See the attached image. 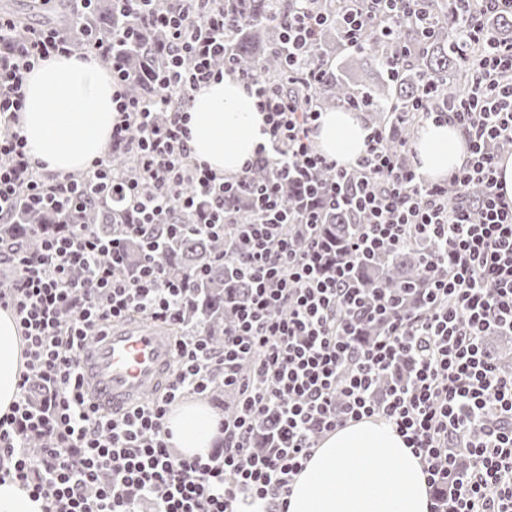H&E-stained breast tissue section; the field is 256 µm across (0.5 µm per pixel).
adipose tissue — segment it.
Listing matches in <instances>:
<instances>
[{"mask_svg": "<svg viewBox=\"0 0 512 512\" xmlns=\"http://www.w3.org/2000/svg\"><path fill=\"white\" fill-rule=\"evenodd\" d=\"M112 79L96 60L53 57L29 74L22 134L29 154L49 171L87 169L112 137ZM187 126L200 161L224 175L242 171L265 136L264 114L238 76L228 73L193 94ZM367 128L356 113H323L314 138L321 152L349 166L363 154ZM420 171L439 181L467 157L461 131L428 122L413 144ZM26 359L18 323L0 310V415L17 400ZM172 442L186 456L207 455L216 419L201 400L174 406L166 418ZM288 512H430V491L420 458L385 419L348 422L326 434L295 477Z\"/></svg>", "mask_w": 512, "mask_h": 512, "instance_id": "obj_1", "label": "adipose tissue"}]
</instances>
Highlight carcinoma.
<instances>
[{"label": "carcinoma", "instance_id": "cac0c4a2", "mask_svg": "<svg viewBox=\"0 0 512 512\" xmlns=\"http://www.w3.org/2000/svg\"><path fill=\"white\" fill-rule=\"evenodd\" d=\"M350 0H320L318 8L327 22L310 46L314 54H330L336 46H346L336 28ZM424 14L400 17L389 10L381 24L392 30L390 38L363 37L362 45L353 50L350 67L362 66L377 72L381 81L367 86L349 80L339 72L310 92L313 103L323 110L347 106L355 101L366 103L365 112L371 123L390 126L391 111L411 106L413 100L431 91L434 101L462 97L473 78V63L486 50L482 45L464 46L460 30L467 20L494 30L501 39L512 33V18L466 11L463 0H424ZM294 0H224V10L241 15V24L227 32L226 51L237 68L254 74L265 82L295 92L286 80L283 59L275 53L282 43V30L292 15ZM93 20L102 32L132 30L136 38L114 47L133 77L130 94L139 100L149 99L157 92L155 75L167 60L163 35L141 19L121 9L117 0H97L93 5ZM398 53L399 64L390 70L387 60ZM280 195L284 206L295 214L302 209L301 188L283 184ZM228 214L240 219L250 215L251 201L247 193H238L225 206ZM94 225L122 224L126 217L117 211L95 210L89 216ZM50 215L20 213L18 223L0 230V243L6 248L17 246L34 249L39 245L43 224H54ZM364 217L340 210L329 211L324 224L314 233L319 239L341 248L360 229ZM232 246L231 240L210 239L183 232L166 239L162 248L149 252L148 241L138 239L127 246L130 263H138L151 255L166 275L188 281L196 299L193 317L188 324L199 326L211 337V345L222 346L224 325L234 318L238 304L247 296L248 284L233 271V265L216 260V256ZM438 248L430 242H420L396 253L373 254L363 259L356 277L364 288H378L394 297L404 296L411 288L422 287L423 265L434 257Z\"/></svg>", "mask_w": 512, "mask_h": 512}]
</instances>
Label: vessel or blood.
<instances>
[{"label":"vessel or blood","mask_w":512,"mask_h":512,"mask_svg":"<svg viewBox=\"0 0 512 512\" xmlns=\"http://www.w3.org/2000/svg\"><path fill=\"white\" fill-rule=\"evenodd\" d=\"M173 354L174 339L164 327L140 318L114 324L82 347V386L99 409L127 411L157 397Z\"/></svg>","instance_id":"vessel-or-blood-1"}]
</instances>
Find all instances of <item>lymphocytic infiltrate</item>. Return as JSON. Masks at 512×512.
Listing matches in <instances>:
<instances>
[{
    "label": "lymphocytic infiltrate",
    "mask_w": 512,
    "mask_h": 512,
    "mask_svg": "<svg viewBox=\"0 0 512 512\" xmlns=\"http://www.w3.org/2000/svg\"><path fill=\"white\" fill-rule=\"evenodd\" d=\"M67 28L21 26L0 10V223L20 211L49 210L60 229L37 249L7 254L16 275L0 283V308L12 311L26 343V369L10 414L0 416V481L9 479L42 497L44 512H287L291 484L319 440L351 420L380 417L395 426L423 463L432 490L430 512H512V371L482 346L489 330L512 332V201L497 186V164L512 153V42L469 26L470 42L489 48L469 95L437 108L414 104L395 111L396 126L452 122L466 137L468 156L447 179L425 177L410 155L384 146L386 133L371 128L355 165L342 167L315 147L321 112L302 106L328 74L309 53L324 20L318 0H295L284 31L288 94L243 75L266 114L265 141L240 175L227 177L192 155L185 114L194 90L234 72L224 33L233 24L222 0H126L125 8L164 32L168 72L153 99H134L130 75L114 58L113 43L95 36L93 0H71ZM380 0H355L343 16L342 36L358 46L363 35L387 36ZM110 60L112 146L131 153L137 178L96 159L85 178L44 170L32 161L19 128L28 75L42 60L76 53ZM273 162L274 180L256 186L252 216L237 222L224 197L242 188L256 164ZM331 173L330 183L316 180ZM298 181L310 202L306 224L322 208L366 214L363 229L343 247L335 270L319 254L322 243L296 245L282 216L281 181ZM152 184L143 193L140 182ZM191 193H184L183 185ZM479 197H469L472 185ZM209 200L207 223L190 233L238 241L225 263L249 281L247 300L221 350L200 328L184 329L192 303L188 286L166 277L152 258L128 266V237L153 238L158 226L180 232L175 212ZM118 206L130 221L103 235L81 223L91 205ZM417 240L438 244L425 266L420 311L404 313L392 298L366 301L355 264L370 253L397 251ZM140 313L182 327L176 365L163 393L120 414L95 409L79 375L78 351L93 333ZM387 318L369 344L355 340L361 316ZM411 361L405 385L383 401L372 398L377 379L399 357ZM234 388L240 403L220 418L223 447L186 457L165 428L175 403L206 395L212 383ZM271 425L263 451L254 440L261 420ZM39 436L31 447L30 436Z\"/></svg>",
    "instance_id": "lymphocytic-infiltrate-1"
}]
</instances>
